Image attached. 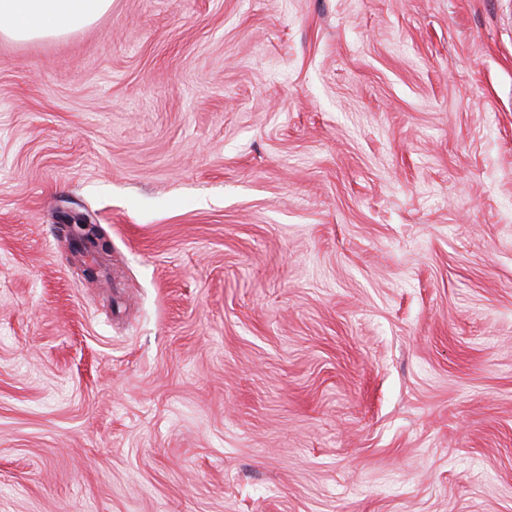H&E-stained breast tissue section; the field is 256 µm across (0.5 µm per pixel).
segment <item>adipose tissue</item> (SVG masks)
I'll return each instance as SVG.
<instances>
[{
    "label": "adipose tissue",
    "mask_w": 512,
    "mask_h": 512,
    "mask_svg": "<svg viewBox=\"0 0 512 512\" xmlns=\"http://www.w3.org/2000/svg\"><path fill=\"white\" fill-rule=\"evenodd\" d=\"M112 0H0V34L17 39L58 37L107 13Z\"/></svg>",
    "instance_id": "adipose-tissue-1"
}]
</instances>
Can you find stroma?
Wrapping results in <instances>:
<instances>
[{
  "label": "stroma",
  "instance_id": "1",
  "mask_svg": "<svg viewBox=\"0 0 512 512\" xmlns=\"http://www.w3.org/2000/svg\"><path fill=\"white\" fill-rule=\"evenodd\" d=\"M0 512H512V0L1 36ZM70 228V240L78 241L83 243H90L94 246H101L106 248L104 245L103 237L99 232L97 224H91L90 220L83 215H74L68 219Z\"/></svg>",
  "mask_w": 512,
  "mask_h": 512
}]
</instances>
